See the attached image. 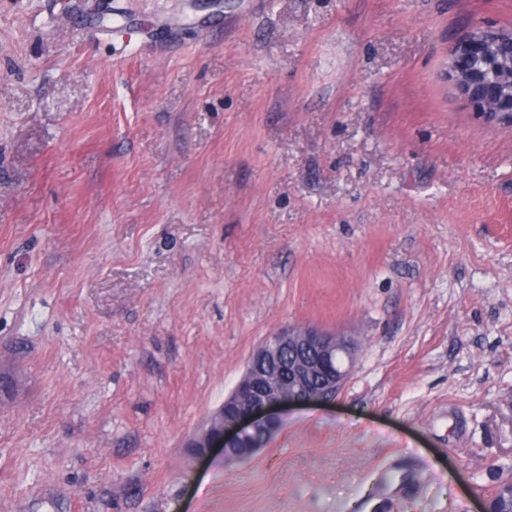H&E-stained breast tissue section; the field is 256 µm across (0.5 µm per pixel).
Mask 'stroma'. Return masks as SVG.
<instances>
[{
	"mask_svg": "<svg viewBox=\"0 0 512 512\" xmlns=\"http://www.w3.org/2000/svg\"><path fill=\"white\" fill-rule=\"evenodd\" d=\"M512 0H0V512H484L512 483ZM290 326L359 343L185 443ZM501 30L493 26L480 27L457 42L452 49L448 78L486 122L506 123L507 113L512 125V51L504 62L491 51V41L487 38L490 33ZM488 70L500 73L501 85L510 92L507 101L499 97L498 89L484 85L482 75ZM356 349L351 338L314 327L278 332L257 346L224 404L186 448L199 460L215 449L226 460L248 459L262 447L255 435L267 441L280 429V409L336 396L350 376Z\"/></svg>",
	"mask_w": 512,
	"mask_h": 512,
	"instance_id": "1",
	"label": "stroma"
}]
</instances>
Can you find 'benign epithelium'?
I'll use <instances>...</instances> for the list:
<instances>
[{
    "label": "benign epithelium",
    "instance_id": "1",
    "mask_svg": "<svg viewBox=\"0 0 512 512\" xmlns=\"http://www.w3.org/2000/svg\"><path fill=\"white\" fill-rule=\"evenodd\" d=\"M493 26L480 27L457 42L451 53L448 78L488 123L512 124V57L504 61L491 51L487 35ZM500 73L508 98L484 85L486 71ZM356 343L314 327H289L262 342L252 353L245 372L208 426L187 447L201 460L214 450L227 460L251 457L256 435L269 439L282 424L280 409L309 405L336 396L349 378Z\"/></svg>",
    "mask_w": 512,
    "mask_h": 512
}]
</instances>
